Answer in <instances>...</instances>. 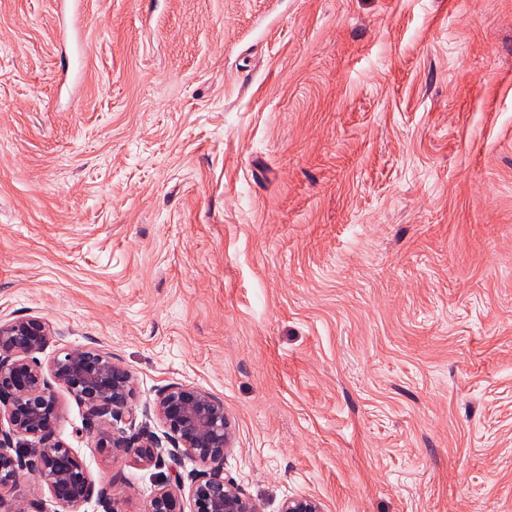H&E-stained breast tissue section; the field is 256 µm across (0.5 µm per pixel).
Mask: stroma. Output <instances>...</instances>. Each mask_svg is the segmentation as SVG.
<instances>
[{
  "label": "stroma",
  "mask_w": 512,
  "mask_h": 512,
  "mask_svg": "<svg viewBox=\"0 0 512 512\" xmlns=\"http://www.w3.org/2000/svg\"><path fill=\"white\" fill-rule=\"evenodd\" d=\"M57 23L0 0V319L223 398L262 512H512V0H84V67Z\"/></svg>",
  "instance_id": "35a3bbf8"
}]
</instances>
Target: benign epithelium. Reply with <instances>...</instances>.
<instances>
[{
	"mask_svg": "<svg viewBox=\"0 0 512 512\" xmlns=\"http://www.w3.org/2000/svg\"><path fill=\"white\" fill-rule=\"evenodd\" d=\"M54 335L42 318L0 320V512H45L39 490L75 512L92 499L102 512H122L113 482L95 481L73 449L56 437L61 391L84 407L85 429L111 427L100 431L98 447L145 466L167 467L148 512H261L234 479L224 476L235 433L223 399L182 382L159 388L143 415L164 429L160 437L147 424H136L132 371L92 346L64 348L45 364L38 354ZM185 458L199 468L182 471ZM25 477L34 486L23 483ZM279 512H322V506L312 497H288Z\"/></svg>",
	"mask_w": 512,
	"mask_h": 512,
	"instance_id": "obj_1",
	"label": "benign epithelium"
}]
</instances>
